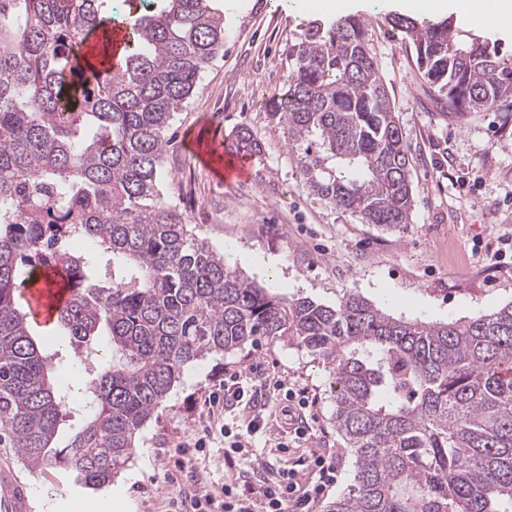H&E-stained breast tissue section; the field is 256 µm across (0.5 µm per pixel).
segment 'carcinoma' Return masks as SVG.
<instances>
[{
  "instance_id": "carcinoma-1",
  "label": "carcinoma",
  "mask_w": 512,
  "mask_h": 512,
  "mask_svg": "<svg viewBox=\"0 0 512 512\" xmlns=\"http://www.w3.org/2000/svg\"><path fill=\"white\" fill-rule=\"evenodd\" d=\"M109 2L0 0V430L22 460L109 488L188 364L268 336L336 380L354 474L327 512H512V304L408 321L353 293L334 307L287 299L227 269L160 189L166 133L224 55V15L209 0H159L126 19L134 47L104 73L82 49L86 31L112 25ZM390 22L442 110L512 112V63L487 41L446 21ZM288 59L266 111L305 185L367 224L410 223V159L363 22L309 26ZM231 145L261 150L247 127ZM63 227L91 249L69 251ZM35 267L70 291L57 316L70 342L103 337L109 351L64 448L72 408L16 297Z\"/></svg>"
}]
</instances>
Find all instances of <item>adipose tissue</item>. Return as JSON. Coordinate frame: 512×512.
Returning <instances> with one entry per match:
<instances>
[{
    "label": "adipose tissue",
    "instance_id": "obj_1",
    "mask_svg": "<svg viewBox=\"0 0 512 512\" xmlns=\"http://www.w3.org/2000/svg\"><path fill=\"white\" fill-rule=\"evenodd\" d=\"M414 13H455L469 22L512 34V0H407Z\"/></svg>",
    "mask_w": 512,
    "mask_h": 512
}]
</instances>
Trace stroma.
<instances>
[{
  "mask_svg": "<svg viewBox=\"0 0 512 512\" xmlns=\"http://www.w3.org/2000/svg\"><path fill=\"white\" fill-rule=\"evenodd\" d=\"M211 2L224 13V55L173 125L163 192L225 266L288 298L334 305L353 292L405 320L442 322L512 304V117L474 112L459 119L436 107L404 33L389 23L400 0H353L351 9L371 35L412 165V219L394 229L365 223L307 189L282 129L243 91L252 80L269 93L282 89L289 45L329 12L302 0ZM241 126L262 150L252 156L248 182L227 184L199 155L223 160L221 144ZM33 330L64 383L77 384L84 369L62 329L38 322ZM234 370L243 375V398L210 406V396L224 391L225 372ZM278 381L304 391L308 408L299 409L286 389L274 390ZM300 411L308 424L302 439L295 433ZM333 411L334 383L322 359L259 336L185 368L109 489L84 492L59 469L19 473L36 512H167L173 497L220 489L229 477L262 485L315 449L336 457V485L316 506L326 512L354 470ZM257 416L263 431L225 465L221 426L242 433ZM206 425L210 448L182 452Z\"/></svg>",
  "mask_w": 512,
  "mask_h": 512,
  "instance_id": "35a3bbf8",
  "label": "stroma"
}]
</instances>
